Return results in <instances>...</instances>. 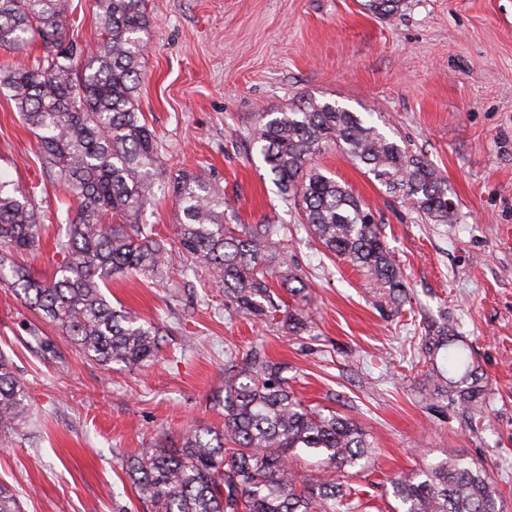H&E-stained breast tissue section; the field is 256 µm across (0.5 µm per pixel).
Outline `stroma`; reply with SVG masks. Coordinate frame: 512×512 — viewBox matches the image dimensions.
<instances>
[{"label":"stroma","instance_id":"obj_1","mask_svg":"<svg viewBox=\"0 0 512 512\" xmlns=\"http://www.w3.org/2000/svg\"><path fill=\"white\" fill-rule=\"evenodd\" d=\"M364 0H148L151 30L139 108L161 146L162 179L209 174L239 223L294 224L251 147L254 115L303 96L357 113L431 162L456 203L425 224L339 150L315 157L375 212L408 283L392 310L363 273L305 231L291 247L309 285L310 335L238 315L205 269L171 282L114 277L112 303L166 326L157 360L103 367L49 323L60 357L44 359L33 312L0 286V353L26 385L32 429L0 437V483L23 512H151L123 457L221 429L227 351L259 345L306 403L362 424L371 464L355 483L392 512L390 480L455 456L485 464L512 512V0H405L383 20ZM37 142L0 91V177L64 199L43 179ZM457 324L486 378L484 410L435 398L420 350L425 323ZM37 323V322H36Z\"/></svg>","mask_w":512,"mask_h":512}]
</instances>
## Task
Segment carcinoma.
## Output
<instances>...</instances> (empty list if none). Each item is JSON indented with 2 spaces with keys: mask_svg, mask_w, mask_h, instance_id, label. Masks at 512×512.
<instances>
[{
  "mask_svg": "<svg viewBox=\"0 0 512 512\" xmlns=\"http://www.w3.org/2000/svg\"><path fill=\"white\" fill-rule=\"evenodd\" d=\"M147 0H96L104 37L88 50L68 37L65 0H0V47L38 42L34 64L0 67L9 91L38 143L37 162L49 180L77 200L61 201L65 229L56 248L62 260L49 278L15 261L36 251L46 228L36 188L0 179V285H7L41 319L69 336L87 359L103 366L143 365L160 354L161 327L112 306L104 289L130 271L157 280L169 270L206 266L239 313L262 320L282 314L290 335L311 332L305 309L280 307L271 279L284 276L288 294L308 285L288 253V224H237L224 193L204 175L182 172L172 186L183 214L177 245L139 218L158 200L159 150L137 100L150 28ZM403 0H366V9L390 17ZM280 198L295 209L298 227L329 254L363 271L395 308L407 300V282L369 206L344 184L312 165L327 146L340 150L385 192L409 202L420 219L446 224L454 203L445 179L424 158L368 125L355 112L315 97L286 112H259L252 135ZM456 324L425 329L422 353L438 395L479 414L484 377L459 351ZM448 352L453 370L437 365ZM224 428L200 429L176 449L143 448L122 460L152 512H356L359 489L351 469L369 460L372 443L353 418L303 403L279 363L256 346L224 363ZM29 393L0 354V436L22 422ZM317 458L314 481L291 468L297 451ZM401 512H503L489 470L448 457L391 482ZM0 512H21L17 495L0 485Z\"/></svg>",
  "mask_w": 512,
  "mask_h": 512,
  "instance_id": "cac0c4a2",
  "label": "carcinoma"
}]
</instances>
